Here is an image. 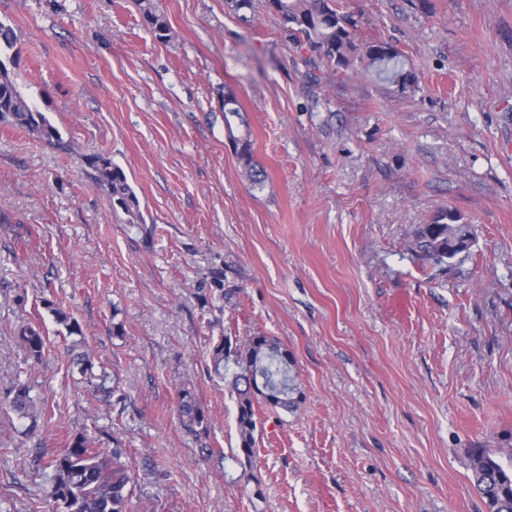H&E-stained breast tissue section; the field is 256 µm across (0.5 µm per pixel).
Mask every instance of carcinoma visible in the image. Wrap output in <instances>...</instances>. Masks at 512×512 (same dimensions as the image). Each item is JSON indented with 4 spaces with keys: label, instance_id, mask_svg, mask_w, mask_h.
I'll return each mask as SVG.
<instances>
[{
    "label": "carcinoma",
    "instance_id": "obj_1",
    "mask_svg": "<svg viewBox=\"0 0 512 512\" xmlns=\"http://www.w3.org/2000/svg\"><path fill=\"white\" fill-rule=\"evenodd\" d=\"M143 18L156 39L169 37V25L159 0H139ZM267 8L279 20L281 39L289 48L306 54L310 76L318 82L322 75L345 72L355 59L367 67L398 63L397 49L382 41L358 45L356 23L343 11L340 0H266ZM17 43L13 28L0 22V58L10 59ZM242 108L236 95L224 92V123L232 129L231 119L242 118ZM0 123L18 125L37 134L47 145L71 150L59 130L33 105L21 91L18 75L0 61ZM239 159L248 169L253 185L263 182V171L252 157L248 138L234 139ZM90 178L102 187L112 207L127 216V223L140 225L145 219L140 201L124 170L101 156L87 158ZM458 215L448 209L437 213L432 221L419 227L415 235V252L435 265H444L455 254L448 253V222ZM17 340L28 359L39 363L46 348L43 331L27 324L17 330ZM222 336L212 352L217 376L224 379L237 405L238 448L244 460L254 455L257 430L256 406L286 407L293 403L295 391L289 375L288 362L282 357L278 342L265 335L235 339L232 351L224 352ZM31 386L19 383L5 394L6 405L19 417L37 422L49 414L45 404H37L30 395ZM182 418L188 430L204 422V413L189 388L182 390ZM52 469L49 498L57 503L60 512H126L131 495L133 475L124 450L110 448L102 439L76 433L48 462ZM472 483L485 503L488 512H512V469L503 466L486 451L477 449L471 454Z\"/></svg>",
    "mask_w": 512,
    "mask_h": 512
}]
</instances>
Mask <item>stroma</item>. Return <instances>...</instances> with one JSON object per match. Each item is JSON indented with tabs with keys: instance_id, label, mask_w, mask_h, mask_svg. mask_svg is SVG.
Instances as JSON below:
<instances>
[{
	"instance_id": "1",
	"label": "stroma",
	"mask_w": 512,
	"mask_h": 512,
	"mask_svg": "<svg viewBox=\"0 0 512 512\" xmlns=\"http://www.w3.org/2000/svg\"><path fill=\"white\" fill-rule=\"evenodd\" d=\"M341 2L414 84L360 62L312 82L262 0L249 24L225 0H162L163 42L138 0H0L23 91L73 146L0 123V395L25 383L53 412L0 405V512H56L51 455L102 431L138 479L130 512H486L470 455L512 457V0ZM91 156L123 168L143 225ZM444 208L474 243L435 266L413 240ZM59 310L124 407L73 363ZM225 334L276 339L297 386L291 408L258 407L248 465L212 370ZM237 154L239 159L244 163L248 169L249 178L251 183L256 186L263 182V171L258 169L252 157L251 143L247 137L234 138ZM87 162L92 170L90 178L106 191L112 207L119 208L127 216L128 224H144L140 201L124 170L101 156L89 157ZM17 340L23 348L28 360L40 363L46 348V336L40 327L32 324L22 325L17 330ZM180 411L188 430L194 431L196 425L201 426L203 424V410L196 402L192 391L188 387L182 390Z\"/></svg>"
}]
</instances>
